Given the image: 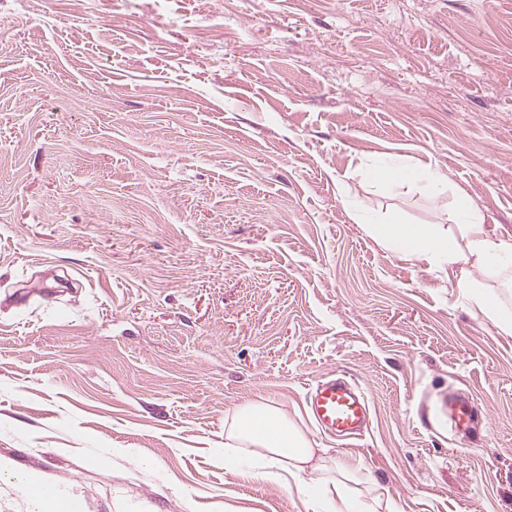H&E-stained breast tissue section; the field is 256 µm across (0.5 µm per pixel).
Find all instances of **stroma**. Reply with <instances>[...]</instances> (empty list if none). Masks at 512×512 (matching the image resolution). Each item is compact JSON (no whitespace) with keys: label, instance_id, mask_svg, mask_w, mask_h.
Returning a JSON list of instances; mask_svg holds the SVG:
<instances>
[{"label":"stroma","instance_id":"obj_1","mask_svg":"<svg viewBox=\"0 0 512 512\" xmlns=\"http://www.w3.org/2000/svg\"><path fill=\"white\" fill-rule=\"evenodd\" d=\"M462 192L512 238V0H0V460L81 512H308L214 454L263 396L393 512H512V335L353 220L451 230ZM368 176L377 183L388 186H404L424 181L433 190L445 183V176L437 169H409L405 166L376 165L369 168ZM308 407L325 434L356 440L367 430L369 408L364 394L344 378L318 380L308 394ZM456 434H470L477 418V408L465 396H448L439 409Z\"/></svg>","mask_w":512,"mask_h":512}]
</instances>
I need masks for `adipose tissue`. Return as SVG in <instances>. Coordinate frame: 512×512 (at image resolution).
Instances as JSON below:
<instances>
[{
	"instance_id": "1",
	"label": "adipose tissue",
	"mask_w": 512,
	"mask_h": 512,
	"mask_svg": "<svg viewBox=\"0 0 512 512\" xmlns=\"http://www.w3.org/2000/svg\"><path fill=\"white\" fill-rule=\"evenodd\" d=\"M369 177L388 186L426 182L431 189L445 183L436 169L376 165ZM455 219L458 232L441 233L425 224L357 223L381 247L427 261L453 273V285L468 304L482 312L504 335H512V309L488 288L483 274L512 271V241L493 237L484 218L466 194H459ZM218 454L226 472L246 481L295 482L310 512H392L389 500L362 467L318 455L300 427L278 405L261 398L224 419V446Z\"/></svg>"
}]
</instances>
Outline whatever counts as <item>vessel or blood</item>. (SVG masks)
I'll return each mask as SVG.
<instances>
[{"label": "vessel or blood", "instance_id": "b4317fda", "mask_svg": "<svg viewBox=\"0 0 512 512\" xmlns=\"http://www.w3.org/2000/svg\"><path fill=\"white\" fill-rule=\"evenodd\" d=\"M308 407L318 429L349 439L363 436L368 427V404L362 390L346 379H320L308 394ZM455 433H471L477 418L475 405L465 396H451L440 407Z\"/></svg>", "mask_w": 512, "mask_h": 512}]
</instances>
